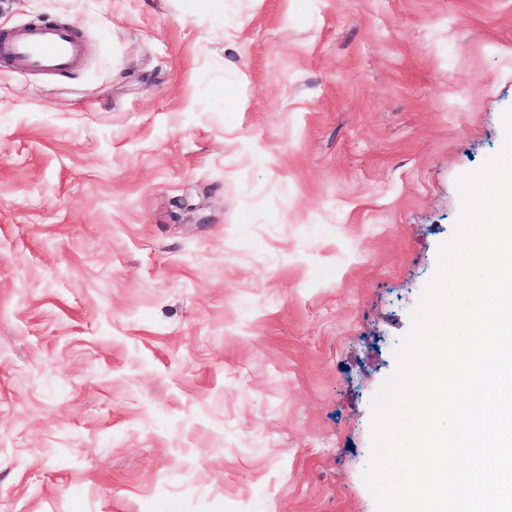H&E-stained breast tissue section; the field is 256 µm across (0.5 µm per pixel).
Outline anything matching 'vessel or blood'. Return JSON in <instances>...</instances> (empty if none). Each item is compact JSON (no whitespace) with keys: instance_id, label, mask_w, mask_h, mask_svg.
<instances>
[{"instance_id":"vessel-or-blood-1","label":"vessel or blood","mask_w":512,"mask_h":512,"mask_svg":"<svg viewBox=\"0 0 512 512\" xmlns=\"http://www.w3.org/2000/svg\"><path fill=\"white\" fill-rule=\"evenodd\" d=\"M13 64L17 69L65 71L79 45L64 27L43 26L15 32L10 41Z\"/></svg>"}]
</instances>
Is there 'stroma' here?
Returning <instances> with one entry per match:
<instances>
[{"instance_id":"obj_1","label":"stroma","mask_w":512,"mask_h":512,"mask_svg":"<svg viewBox=\"0 0 512 512\" xmlns=\"http://www.w3.org/2000/svg\"><path fill=\"white\" fill-rule=\"evenodd\" d=\"M0 512H377L371 399L499 153L512 0H0ZM17 69L65 71L79 45L72 32L59 26H43L15 32L10 41Z\"/></svg>"}]
</instances>
